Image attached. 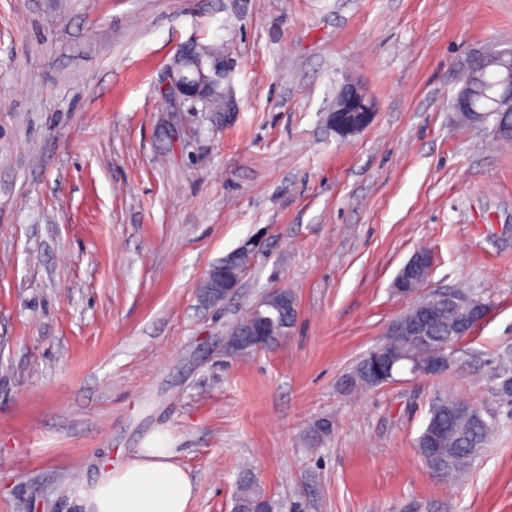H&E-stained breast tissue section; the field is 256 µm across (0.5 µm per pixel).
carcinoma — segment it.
Segmentation results:
<instances>
[{
    "label": "carcinoma",
    "instance_id": "carcinoma-1",
    "mask_svg": "<svg viewBox=\"0 0 512 512\" xmlns=\"http://www.w3.org/2000/svg\"><path fill=\"white\" fill-rule=\"evenodd\" d=\"M432 256L420 250L405 263L397 275L394 292L403 295L409 289H419L426 280ZM453 301L435 300L422 313L426 316L427 331L416 336L404 330V323L415 322L421 313L412 307L396 318L388 327L385 337L373 350L362 358L344 379L347 392L379 388L396 381L400 372L413 376H435L434 362L446 355L450 358L447 368L458 364L457 350L452 345L463 340L461 336L448 337V326L456 324L465 312L468 300L478 304L483 300L463 291H455ZM297 315L296 300L286 288L278 290L270 304L260 310L250 309L234 328L239 337L250 335L261 323L265 328L262 338L238 355H250L271 347L286 336L293 327ZM491 396L503 403H512V351L506 350L489 375ZM496 421L485 410L457 398L439 397L430 406L427 423L417 438L416 448L421 461L433 473L453 477L464 473L474 459L487 447L495 433ZM266 501L267 512H272L264 488L251 471H241L234 506L236 512H248L255 503Z\"/></svg>",
    "mask_w": 512,
    "mask_h": 512
}]
</instances>
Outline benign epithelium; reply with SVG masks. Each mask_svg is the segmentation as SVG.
I'll return each mask as SVG.
<instances>
[{
    "mask_svg": "<svg viewBox=\"0 0 512 512\" xmlns=\"http://www.w3.org/2000/svg\"><path fill=\"white\" fill-rule=\"evenodd\" d=\"M235 67L231 53H224L212 60H204L189 54L182 47L168 68V92L182 103L189 104L188 111L196 112V101L208 97L219 88L224 92V111H235L236 102L226 88V81ZM495 80L494 111L512 112V49L500 51L491 58L480 56L470 66L466 83L452 103L459 116L474 118L479 114L473 106L478 88L485 84L486 77ZM374 117V109L367 94L360 87L345 89L336 99L330 121L343 136L358 133L367 128ZM238 249L224 259L211 265L198 285L199 299L205 306H215L236 293L240 276L227 278L236 266Z\"/></svg>",
    "mask_w": 512,
    "mask_h": 512,
    "instance_id": "benign-epithelium-1",
    "label": "benign epithelium"
}]
</instances>
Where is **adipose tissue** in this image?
<instances>
[{
  "mask_svg": "<svg viewBox=\"0 0 512 512\" xmlns=\"http://www.w3.org/2000/svg\"><path fill=\"white\" fill-rule=\"evenodd\" d=\"M194 494L172 449L158 443L104 474L86 495L85 512H188Z\"/></svg>",
  "mask_w": 512,
  "mask_h": 512,
  "instance_id": "adipose-tissue-1",
  "label": "adipose tissue"
}]
</instances>
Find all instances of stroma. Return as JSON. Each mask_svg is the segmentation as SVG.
I'll list each match as a JSON object with an SVG mask.
<instances>
[{
  "label": "stroma",
  "mask_w": 512,
  "mask_h": 512,
  "mask_svg": "<svg viewBox=\"0 0 512 512\" xmlns=\"http://www.w3.org/2000/svg\"><path fill=\"white\" fill-rule=\"evenodd\" d=\"M191 40L231 51L236 111L166 96ZM510 47L512 0H0V512H82L160 436L189 512H230L244 461L274 512H512V405L488 384L512 346V140L450 108ZM349 84L375 116L344 138ZM245 246L237 294L200 307ZM421 249L419 294L469 289L484 319L456 369L345 393L413 306L393 281ZM275 288L293 328L233 356ZM440 396L499 424L452 480L416 451ZM350 113L362 116L357 123L347 122L346 117ZM374 117V109L367 94L360 87L345 89L336 99L330 114V121L342 136H349L367 128ZM249 250L247 247L233 251L224 259L210 266L198 285L199 299L205 306H215L224 302L229 296L236 293L241 275L225 279L230 270L236 266L239 253ZM251 255L241 254L237 259L238 268H246L250 264Z\"/></svg>",
  "instance_id": "obj_1"
}]
</instances>
